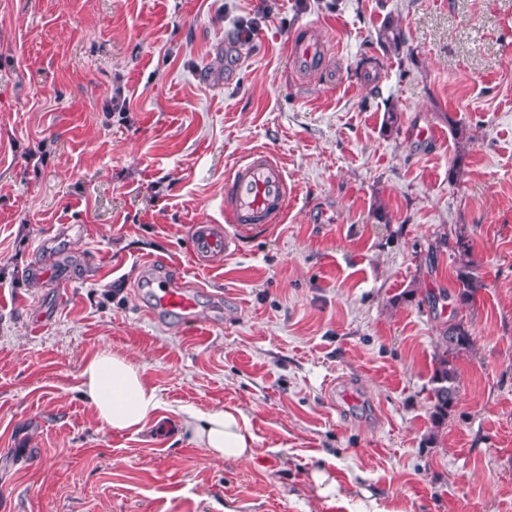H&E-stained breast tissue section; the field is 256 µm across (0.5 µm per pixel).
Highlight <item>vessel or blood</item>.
I'll return each instance as SVG.
<instances>
[{"label": "vessel or blood", "mask_w": 512, "mask_h": 512, "mask_svg": "<svg viewBox=\"0 0 512 512\" xmlns=\"http://www.w3.org/2000/svg\"><path fill=\"white\" fill-rule=\"evenodd\" d=\"M289 56L294 69L309 73L323 62L325 48L320 41L298 36L289 41ZM291 195L283 164L268 151H250L224 177V221L230 226L229 232L220 234L211 231L208 225H194V253L200 257L230 254L239 245L234 234L236 228L267 231L282 223ZM158 290L162 309L182 321H192L194 301L185 288L165 281Z\"/></svg>", "instance_id": "vessel-or-blood-1"}]
</instances>
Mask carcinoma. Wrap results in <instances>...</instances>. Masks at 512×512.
<instances>
[{
	"label": "carcinoma",
	"mask_w": 512,
	"mask_h": 512,
	"mask_svg": "<svg viewBox=\"0 0 512 512\" xmlns=\"http://www.w3.org/2000/svg\"><path fill=\"white\" fill-rule=\"evenodd\" d=\"M457 245L455 301L466 305L476 293L484 287L480 277L475 274L470 259L469 240L463 230L455 233ZM473 346L472 333L464 320L451 317L440 336L439 350L434 359V371L431 378L433 398L432 420L441 426L448 418L457 397L458 371L456 360L470 351Z\"/></svg>",
	"instance_id": "carcinoma-1"
}]
</instances>
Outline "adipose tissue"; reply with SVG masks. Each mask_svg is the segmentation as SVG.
<instances>
[{"instance_id": "obj_1", "label": "adipose tissue", "mask_w": 512, "mask_h": 512, "mask_svg": "<svg viewBox=\"0 0 512 512\" xmlns=\"http://www.w3.org/2000/svg\"><path fill=\"white\" fill-rule=\"evenodd\" d=\"M79 392L105 428L119 432L143 431L163 402L143 370L126 357L103 348L82 365ZM200 447L219 457L251 459L256 437L246 414L237 407H224L181 420Z\"/></svg>"}]
</instances>
